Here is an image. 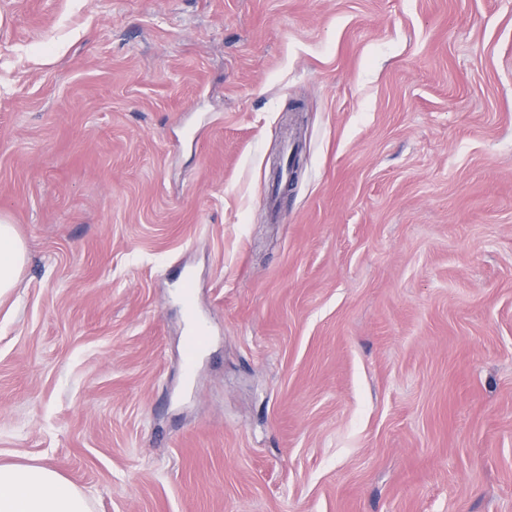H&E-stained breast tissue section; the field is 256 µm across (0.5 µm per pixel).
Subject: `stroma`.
Instances as JSON below:
<instances>
[{"label":"stroma","mask_w":512,"mask_h":512,"mask_svg":"<svg viewBox=\"0 0 512 512\" xmlns=\"http://www.w3.org/2000/svg\"><path fill=\"white\" fill-rule=\"evenodd\" d=\"M0 216V462L512 512V0H0ZM26 247L15 225L0 217V304L7 300L17 285L26 262Z\"/></svg>","instance_id":"1"}]
</instances>
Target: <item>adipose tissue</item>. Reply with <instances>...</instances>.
<instances>
[{
	"label": "adipose tissue",
	"mask_w": 512,
	"mask_h": 512,
	"mask_svg": "<svg viewBox=\"0 0 512 512\" xmlns=\"http://www.w3.org/2000/svg\"><path fill=\"white\" fill-rule=\"evenodd\" d=\"M26 247L0 217V303L17 285ZM0 512H91L85 494L55 470L39 464L0 463Z\"/></svg>",
	"instance_id": "1"
}]
</instances>
